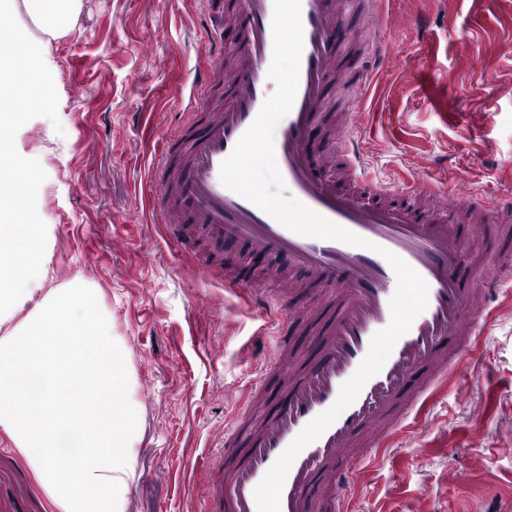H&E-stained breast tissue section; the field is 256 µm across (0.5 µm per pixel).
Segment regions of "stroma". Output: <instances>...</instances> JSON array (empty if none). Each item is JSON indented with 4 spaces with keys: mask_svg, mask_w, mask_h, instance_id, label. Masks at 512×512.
I'll use <instances>...</instances> for the list:
<instances>
[{
    "mask_svg": "<svg viewBox=\"0 0 512 512\" xmlns=\"http://www.w3.org/2000/svg\"><path fill=\"white\" fill-rule=\"evenodd\" d=\"M411 24L382 31L397 59L367 88L361 140L377 175L397 179L430 161L436 181L465 177L482 196L512 193V9L479 12L474 0H385ZM15 16L43 42L59 95L56 134L32 119L18 152L47 174L37 209L53 232L44 290L83 280L112 322L140 416L124 512H207L224 471L221 445L253 391L264 354L262 316L240 290L197 274L169 240L154 201L152 168L164 132L193 124L175 98L209 50L204 15L189 0H83L73 30L50 37L25 10ZM200 253L254 280L279 270L297 285L289 347L306 364L331 314L311 273L287 254L240 240ZM470 389L461 398L458 385ZM361 465L349 512H512V312L499 309L457 371ZM466 471L469 482L453 480ZM0 512H53L29 464L0 431Z\"/></svg>",
    "mask_w": 512,
    "mask_h": 512,
    "instance_id": "1",
    "label": "stroma"
}]
</instances>
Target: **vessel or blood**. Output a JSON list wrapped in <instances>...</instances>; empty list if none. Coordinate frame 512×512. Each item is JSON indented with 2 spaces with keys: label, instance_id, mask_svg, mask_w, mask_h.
Wrapping results in <instances>:
<instances>
[{
  "label": "vessel or blood",
  "instance_id": "1",
  "mask_svg": "<svg viewBox=\"0 0 512 512\" xmlns=\"http://www.w3.org/2000/svg\"><path fill=\"white\" fill-rule=\"evenodd\" d=\"M363 2L368 19L364 45L349 68H341L339 37L351 5ZM210 50L197 69L196 83L205 100L189 99L198 114L195 125L168 137L157 162L154 185L161 199H173L164 224L182 250L193 247L186 223L205 225L214 242L237 239L260 251L284 252L308 269L323 287L334 314L329 329L315 336L322 355L310 368L276 344L264 370L276 374L287 400L267 414L260 396H252L224 437V456L232 465L211 492L220 512H257L254 491L268 469L303 427L337 399L341 385L365 357L374 334L390 320V299L397 277L384 251L403 259L428 285V303L395 343L376 375L355 401L294 459L280 495V512H342L349 489L362 484L355 463L383 446L394 427L412 412L426 392L446 379L454 360L468 351L481 323L492 313L502 282L512 268L492 265L474 287L466 274L468 252L458 223L483 232L489 210L512 220V198L484 201L463 179L439 188L429 164H421L403 186L390 187L373 172L368 152L356 138L362 121L363 89L377 68L394 59L379 32L391 25L383 0H301L303 52L298 93L292 110L278 124L274 147L288 196L368 240V247L299 235L251 201L225 187L220 167L253 123L273 81V0H238L232 13L201 0ZM239 32L232 65L224 63L225 27ZM349 77L356 93L338 122L337 143L346 161L350 191H337L313 167L308 152L312 126L327 104L334 82ZM196 270L243 283L242 275L197 255ZM292 285L280 279L276 291L250 289L248 302L263 312L276 335L288 332V295Z\"/></svg>",
  "mask_w": 512,
  "mask_h": 512
}]
</instances>
